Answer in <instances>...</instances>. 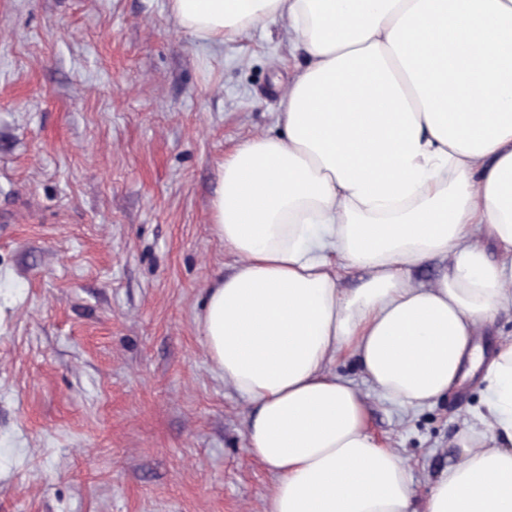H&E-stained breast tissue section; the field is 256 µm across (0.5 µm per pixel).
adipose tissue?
Instances as JSON below:
<instances>
[{
    "label": "adipose tissue",
    "instance_id": "ef3b65f1",
    "mask_svg": "<svg viewBox=\"0 0 512 512\" xmlns=\"http://www.w3.org/2000/svg\"><path fill=\"white\" fill-rule=\"evenodd\" d=\"M221 42L288 23L305 65L277 136L221 166L212 227L238 258L197 316L250 454L275 476L267 512H512V341L480 329L512 305V0H170ZM440 260L434 283L411 272ZM360 272L345 291L343 275ZM373 391L408 408L481 374L482 429L418 499L370 431Z\"/></svg>",
    "mask_w": 512,
    "mask_h": 512
}]
</instances>
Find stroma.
Returning a JSON list of instances; mask_svg holds the SVG:
<instances>
[{
    "mask_svg": "<svg viewBox=\"0 0 512 512\" xmlns=\"http://www.w3.org/2000/svg\"><path fill=\"white\" fill-rule=\"evenodd\" d=\"M288 24L191 40L169 0H0V512H266L248 407L197 315L236 258L224 156L274 135ZM481 377L369 425L418 498L477 425Z\"/></svg>",
    "mask_w": 512,
    "mask_h": 512,
    "instance_id": "35a3bbf8",
    "label": "stroma"
}]
</instances>
